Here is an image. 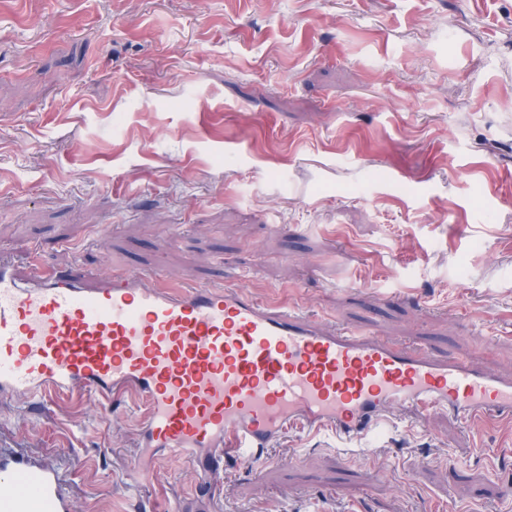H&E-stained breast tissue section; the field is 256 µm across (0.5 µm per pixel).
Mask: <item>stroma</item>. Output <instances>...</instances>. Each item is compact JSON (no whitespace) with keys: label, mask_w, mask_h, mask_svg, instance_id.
<instances>
[{"label":"stroma","mask_w":512,"mask_h":512,"mask_svg":"<svg viewBox=\"0 0 512 512\" xmlns=\"http://www.w3.org/2000/svg\"><path fill=\"white\" fill-rule=\"evenodd\" d=\"M512 0H0V256L95 280L238 277L261 301L512 376ZM133 419L90 397L0 448L78 512H512V425L442 408L292 435L201 484L122 479Z\"/></svg>","instance_id":"35a3bbf8"}]
</instances>
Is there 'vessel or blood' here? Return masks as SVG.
<instances>
[{"label": "vessel or blood", "instance_id": "1", "mask_svg": "<svg viewBox=\"0 0 512 512\" xmlns=\"http://www.w3.org/2000/svg\"><path fill=\"white\" fill-rule=\"evenodd\" d=\"M89 396L126 404L142 448L211 481L222 465L266 461L288 434L353 441L441 406L467 420L512 418V381L455 355L425 356L376 336L309 325L242 287H175L163 270L102 287L0 262V401ZM140 497L149 468L125 475ZM0 512H76L61 472L0 449Z\"/></svg>", "mask_w": 512, "mask_h": 512}]
</instances>
